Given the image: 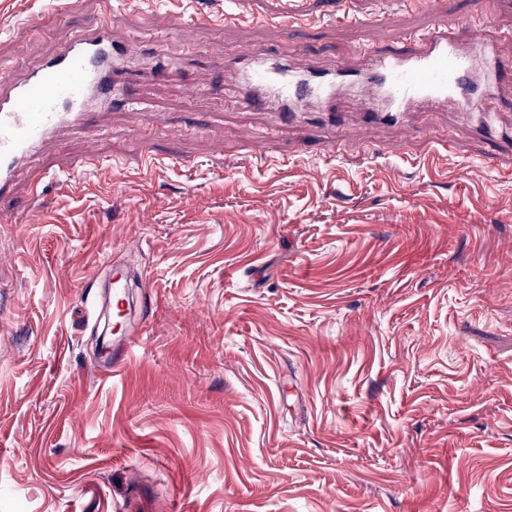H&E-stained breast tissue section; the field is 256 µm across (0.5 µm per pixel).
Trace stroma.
<instances>
[{
    "label": "stroma",
    "instance_id": "obj_1",
    "mask_svg": "<svg viewBox=\"0 0 512 512\" xmlns=\"http://www.w3.org/2000/svg\"><path fill=\"white\" fill-rule=\"evenodd\" d=\"M472 3L0 0V65L102 17L140 47L134 106L61 129L0 199V512H512V146L343 99L341 154L222 66L359 69ZM107 259L149 299L109 378Z\"/></svg>",
    "mask_w": 512,
    "mask_h": 512
}]
</instances>
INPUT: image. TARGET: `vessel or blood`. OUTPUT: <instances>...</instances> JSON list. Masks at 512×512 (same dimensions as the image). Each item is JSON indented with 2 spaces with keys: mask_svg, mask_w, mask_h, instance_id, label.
Listing matches in <instances>:
<instances>
[{
  "mask_svg": "<svg viewBox=\"0 0 512 512\" xmlns=\"http://www.w3.org/2000/svg\"><path fill=\"white\" fill-rule=\"evenodd\" d=\"M484 24L481 12L471 14L472 35L461 41L439 25L420 35L401 34L404 49L388 54L370 47L361 52L369 64L356 72L337 64L332 75L297 71L285 65H267L263 52L248 57L243 74L252 107H278L293 112L297 102L310 101L333 123L337 79H352L367 103L369 117L402 116L422 104L452 102L460 111L482 107L489 87L512 78V62L500 57L494 45L478 37ZM121 60L112 48L106 22L70 35L63 47L43 64L0 78V198L11 193L20 176L33 167L42 144L61 128L86 122L89 109L124 98L114 73ZM112 296V352L101 365L105 375L122 370L133 347L129 333L135 309L129 278L113 267L108 278Z\"/></svg>",
  "mask_w": 512,
  "mask_h": 512,
  "instance_id": "b4317fda",
  "label": "vessel or blood"
}]
</instances>
